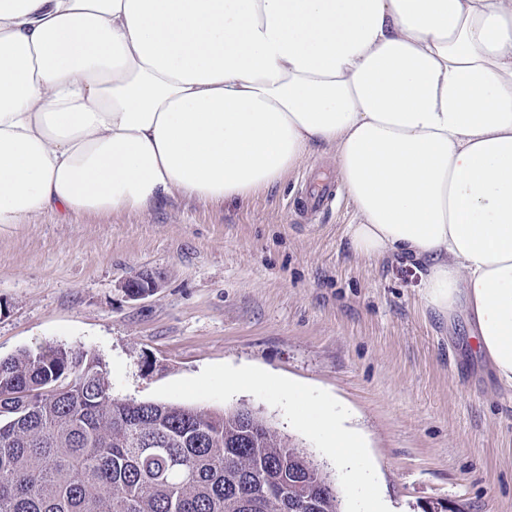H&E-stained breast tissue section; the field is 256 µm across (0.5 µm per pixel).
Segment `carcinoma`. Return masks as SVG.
I'll use <instances>...</instances> for the list:
<instances>
[{
  "label": "carcinoma",
  "instance_id": "carcinoma-1",
  "mask_svg": "<svg viewBox=\"0 0 512 512\" xmlns=\"http://www.w3.org/2000/svg\"><path fill=\"white\" fill-rule=\"evenodd\" d=\"M341 512L320 467L248 408L120 398L70 347L0 359V512Z\"/></svg>",
  "mask_w": 512,
  "mask_h": 512
}]
</instances>
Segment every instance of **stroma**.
<instances>
[{"mask_svg": "<svg viewBox=\"0 0 512 512\" xmlns=\"http://www.w3.org/2000/svg\"><path fill=\"white\" fill-rule=\"evenodd\" d=\"M306 179L338 183L331 151L246 200L174 197L1 231L0 357L81 348L105 362L116 396L253 409L324 466L344 512H362L365 487L293 418L278 386L289 381L361 429L360 462L394 512L443 499L512 512V391L474 354L463 317L423 310L422 265L351 251L358 217L345 192L294 221ZM142 269L161 285L134 299L124 283ZM238 371L272 382L228 388Z\"/></svg>", "mask_w": 512, "mask_h": 512, "instance_id": "1", "label": "stroma"}]
</instances>
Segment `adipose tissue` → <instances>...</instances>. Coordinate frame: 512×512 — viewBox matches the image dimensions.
<instances>
[{"label": "adipose tissue", "mask_w": 512, "mask_h": 512, "mask_svg": "<svg viewBox=\"0 0 512 512\" xmlns=\"http://www.w3.org/2000/svg\"><path fill=\"white\" fill-rule=\"evenodd\" d=\"M322 147L353 253L420 262L512 389V0H0V229L245 200ZM281 389L366 483L359 432Z\"/></svg>", "instance_id": "ef3b65f1"}]
</instances>
